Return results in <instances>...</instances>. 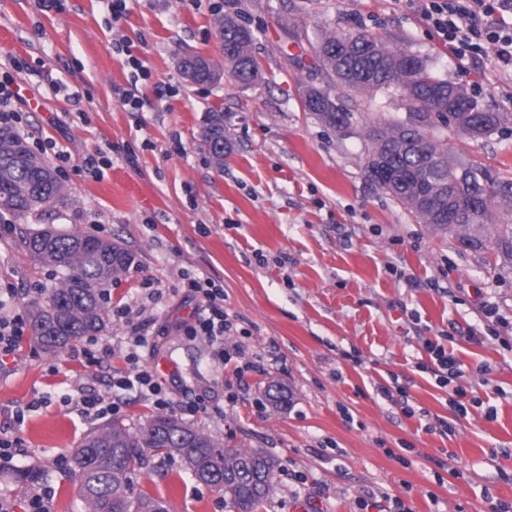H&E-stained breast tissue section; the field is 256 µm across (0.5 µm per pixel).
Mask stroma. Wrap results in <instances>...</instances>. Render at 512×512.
Segmentation results:
<instances>
[{
    "label": "stroma",
    "instance_id": "obj_1",
    "mask_svg": "<svg viewBox=\"0 0 512 512\" xmlns=\"http://www.w3.org/2000/svg\"><path fill=\"white\" fill-rule=\"evenodd\" d=\"M222 2L129 0L117 14L111 0L50 10L0 0V80L19 87L8 104L15 128L31 149L55 142L43 158L68 188L66 202L0 234V316L25 312L51 283L24 231L76 230L134 257L108 285L99 340L112 352L100 365L85 363L82 342L49 354L28 330L0 366V437L23 440L0 492L26 500L31 489L12 472L37 467L50 512H82L71 450L97 422L66 401L109 392L131 367L121 339L141 325V364L174 404H206L189 423L277 461L257 512H390L395 496L412 512L512 505V260L494 242L470 248L428 230L368 178L364 136L325 126L301 99L321 81L307 42L318 27L380 37L502 113L491 134L449 132L448 154L512 180V67L490 48L456 59L410 0H240L262 80L190 83L177 60L220 59L212 18ZM218 108L232 141L220 171L200 137ZM193 278L223 288L244 357L222 363L181 336L197 307ZM430 341L465 370L467 415L449 404ZM272 380L288 388L287 407L265 403ZM133 491L164 496L170 512H228L223 493L176 457L150 460Z\"/></svg>",
    "mask_w": 512,
    "mask_h": 512
}]
</instances>
